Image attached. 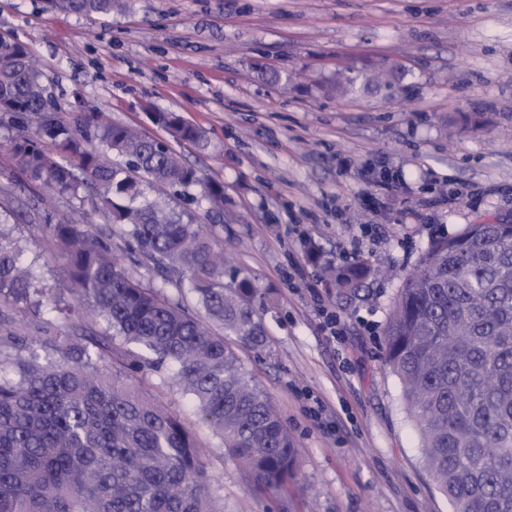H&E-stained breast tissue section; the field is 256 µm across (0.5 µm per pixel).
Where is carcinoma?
Returning <instances> with one entry per match:
<instances>
[{"label": "carcinoma", "mask_w": 512, "mask_h": 512, "mask_svg": "<svg viewBox=\"0 0 512 512\" xmlns=\"http://www.w3.org/2000/svg\"><path fill=\"white\" fill-rule=\"evenodd\" d=\"M49 11L110 17L126 0H45ZM398 65L367 78L391 84ZM0 125L18 180L83 201L109 221L99 231L48 211L41 229L66 263L73 298L53 296L23 259L12 212L0 208V304L54 313L68 326L90 309L112 333L57 336L54 360L22 354L0 327V512H224L221 486L166 394L178 387L199 420L247 473L249 489L288 491L299 470L296 440L224 336L254 349L266 331L251 308L248 275L224 283V248L208 224L146 190H197L224 204V184L202 175L136 128L63 107L20 42L0 40ZM158 120L191 144L202 131L175 112ZM120 235L162 278L148 288L112 261ZM359 261L328 273L336 293H356ZM176 288L170 298L166 288ZM218 324L209 330L184 297ZM148 356L114 357L113 338ZM384 363L397 375L426 467L453 512H512V224H469L433 242L399 289L385 329ZM171 370L146 390L134 374Z\"/></svg>", "instance_id": "carcinoma-1"}]
</instances>
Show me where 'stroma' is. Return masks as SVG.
<instances>
[{"instance_id": "stroma-1", "label": "stroma", "mask_w": 512, "mask_h": 512, "mask_svg": "<svg viewBox=\"0 0 512 512\" xmlns=\"http://www.w3.org/2000/svg\"><path fill=\"white\" fill-rule=\"evenodd\" d=\"M0 38L27 46L56 96L139 126L177 112L200 145L174 143L224 184L218 237L230 271L254 279L267 346L231 347L293 432L297 484L254 495L188 398L173 409L209 441L224 512H452L427 471L384 329L404 279L430 245L470 224H512V0H128L103 19L0 0ZM398 62V90L341 93L338 74ZM481 113L486 127L465 116ZM0 148V207L53 293L65 261L38 232L47 211L102 227L91 201L31 191ZM358 259L370 274L352 296L327 269ZM335 312L332 338L319 306ZM0 320L46 359V339L101 333L93 314L64 328L47 313L0 305ZM320 408L313 418L311 408Z\"/></svg>"}]
</instances>
